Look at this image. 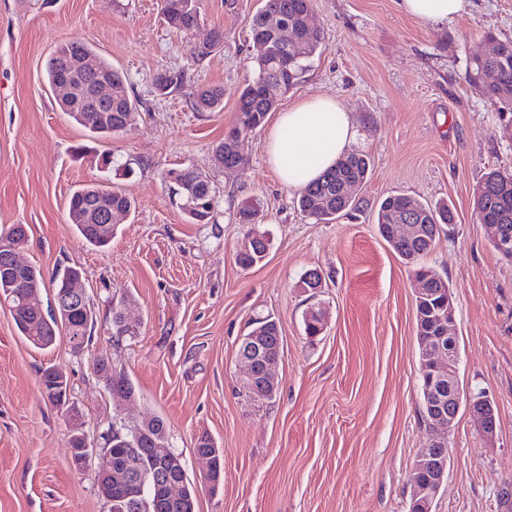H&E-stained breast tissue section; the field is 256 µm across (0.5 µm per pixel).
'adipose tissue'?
Segmentation results:
<instances>
[{"label": "adipose tissue", "instance_id": "1", "mask_svg": "<svg viewBox=\"0 0 512 512\" xmlns=\"http://www.w3.org/2000/svg\"><path fill=\"white\" fill-rule=\"evenodd\" d=\"M401 10L426 26L448 23L470 0H399ZM355 139L350 112L335 99L315 96L277 112L266 139L267 161L280 183L301 189L347 154Z\"/></svg>", "mask_w": 512, "mask_h": 512}]
</instances>
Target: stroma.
Returning <instances> with one entry per match:
<instances>
[{
    "instance_id": "obj_1",
    "label": "stroma",
    "mask_w": 512,
    "mask_h": 512,
    "mask_svg": "<svg viewBox=\"0 0 512 512\" xmlns=\"http://www.w3.org/2000/svg\"><path fill=\"white\" fill-rule=\"evenodd\" d=\"M263 4L198 0L200 22L184 35L166 24L163 0H0V227L25 226L20 258L44 277L78 268L97 316L89 353L76 355L63 337L33 347L0 305V512H108L91 476L74 466L70 439L81 431L98 452L112 422L132 427L154 416L166 421L197 489L196 512H408L412 465L429 427L416 265L376 224L377 204L390 194L444 203L454 214L451 232L420 264L450 284L462 397L485 392L495 409L491 436L460 410L435 512H512L501 499L512 487V262L473 212L483 172L512 170V113L467 75L469 59L490 49L486 34L512 41V0H471L466 14L435 27L404 15L397 0H313L322 45L280 105L335 97L354 117L353 151L371 160L362 210L329 223L303 213L296 190L270 169L267 127L241 140L245 170L212 161L254 75L249 33ZM216 28L223 42L196 60L193 45ZM73 39L122 71L136 102L134 120L109 138L62 112L47 80L53 52ZM162 71L182 74L183 86L158 94ZM197 84L222 86L223 108L194 111ZM179 166L207 174L210 223H189L172 204L163 177ZM91 183L136 202L105 248L90 246L69 220L71 194ZM252 196L263 216L249 227L236 213ZM253 231L269 250L245 269L236 255ZM312 270L325 281L311 292L299 282ZM117 291L137 324L118 344ZM313 306L324 329L311 339L303 316ZM266 316L281 328L283 351L274 396L255 400L241 387L239 346L250 322ZM96 356L128 374L134 400L113 401ZM49 366L69 382L66 406L41 394ZM204 433L224 450L214 489L194 450Z\"/></svg>"
}]
</instances>
